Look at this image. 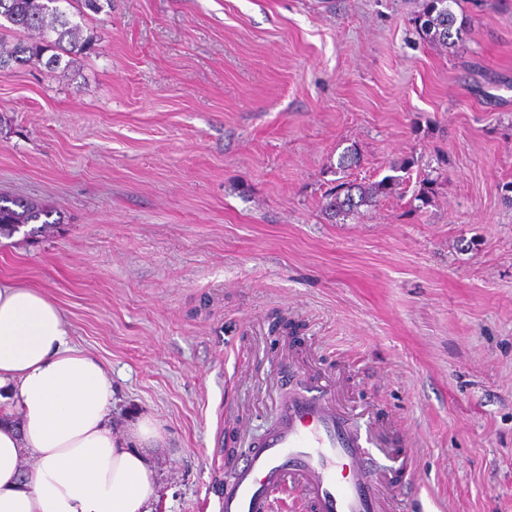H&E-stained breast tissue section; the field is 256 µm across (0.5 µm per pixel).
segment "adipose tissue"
<instances>
[{"label":"adipose tissue","instance_id":"adipose-tissue-1","mask_svg":"<svg viewBox=\"0 0 512 512\" xmlns=\"http://www.w3.org/2000/svg\"><path fill=\"white\" fill-rule=\"evenodd\" d=\"M159 426L112 421V376L44 292L0 279V512H154Z\"/></svg>","mask_w":512,"mask_h":512}]
</instances>
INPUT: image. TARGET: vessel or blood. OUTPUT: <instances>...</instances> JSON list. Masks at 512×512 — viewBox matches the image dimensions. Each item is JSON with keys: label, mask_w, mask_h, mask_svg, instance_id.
Segmentation results:
<instances>
[{"label": "vessel or blood", "mask_w": 512, "mask_h": 512, "mask_svg": "<svg viewBox=\"0 0 512 512\" xmlns=\"http://www.w3.org/2000/svg\"><path fill=\"white\" fill-rule=\"evenodd\" d=\"M382 426L355 423L326 394L309 389L277 402V421L221 481L218 512H380L379 489L405 478L410 463L388 469L378 456Z\"/></svg>", "instance_id": "vessel-or-blood-1"}]
</instances>
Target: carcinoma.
<instances>
[{"mask_svg":"<svg viewBox=\"0 0 512 512\" xmlns=\"http://www.w3.org/2000/svg\"><path fill=\"white\" fill-rule=\"evenodd\" d=\"M77 12L70 13L73 3ZM460 0H423L415 15V24L422 35L442 46L461 40L464 24L457 23L453 7ZM112 0H0V30L27 33L32 39L20 40L10 47L0 43V71L15 66L42 65L49 70L60 67L63 56L76 57L90 50L93 35L84 34L85 11L98 14ZM399 177L389 175L364 187L350 181L340 183L327 204L334 216H347L368 205L379 196L392 191ZM50 212L32 202L0 196V238H10L27 224H40L31 229L39 233L52 225Z\"/></svg>","mask_w":512,"mask_h":512,"instance_id":"cac0c4a2","label":"carcinoma"}]
</instances>
